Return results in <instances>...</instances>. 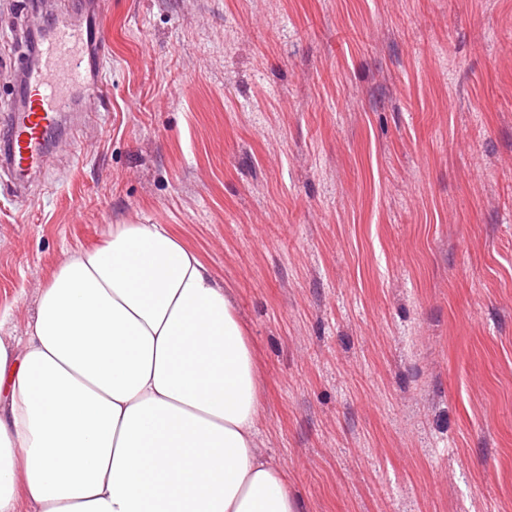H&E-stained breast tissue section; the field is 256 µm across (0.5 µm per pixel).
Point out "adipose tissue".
<instances>
[{
	"mask_svg": "<svg viewBox=\"0 0 512 512\" xmlns=\"http://www.w3.org/2000/svg\"><path fill=\"white\" fill-rule=\"evenodd\" d=\"M259 392L199 256L165 225H112L0 341V512H300L254 446Z\"/></svg>",
	"mask_w": 512,
	"mask_h": 512,
	"instance_id": "adipose-tissue-1",
	"label": "adipose tissue"
}]
</instances>
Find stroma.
<instances>
[{"label":"stroma","instance_id":"35a3bbf8","mask_svg":"<svg viewBox=\"0 0 512 512\" xmlns=\"http://www.w3.org/2000/svg\"><path fill=\"white\" fill-rule=\"evenodd\" d=\"M28 0H0L10 105ZM104 100L22 196L0 335L114 224L229 288L301 512H512V0H107Z\"/></svg>","mask_w":512,"mask_h":512}]
</instances>
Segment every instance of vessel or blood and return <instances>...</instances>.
I'll list each match as a JSON object with an SVG mask.
<instances>
[{
  "label": "vessel or blood",
  "mask_w": 512,
  "mask_h": 512,
  "mask_svg": "<svg viewBox=\"0 0 512 512\" xmlns=\"http://www.w3.org/2000/svg\"><path fill=\"white\" fill-rule=\"evenodd\" d=\"M101 0H89L85 24L62 15L46 23L38 43L39 64L25 70L21 93L25 105L10 108L0 120L10 142L8 164L19 178L40 167L46 150L43 134L50 121L71 111L75 93L103 97L105 87L97 81L104 37L97 21Z\"/></svg>",
  "instance_id": "1"
}]
</instances>
